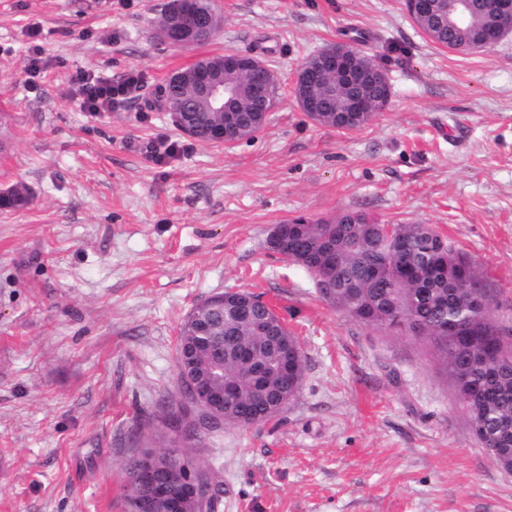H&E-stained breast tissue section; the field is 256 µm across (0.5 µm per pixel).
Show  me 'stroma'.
Returning <instances> with one entry per match:
<instances>
[{"label": "stroma", "mask_w": 512, "mask_h": 512, "mask_svg": "<svg viewBox=\"0 0 512 512\" xmlns=\"http://www.w3.org/2000/svg\"><path fill=\"white\" fill-rule=\"evenodd\" d=\"M167 0H0V512H126L124 466L177 403L180 324L205 298L271 303L306 357L271 422L202 431L192 456L218 512H512V472L474 437L431 346L323 301L268 250L297 216L360 210L435 227L479 266L512 327V34L473 52L432 43L403 0H213L212 41H157ZM357 38L391 98L364 128L310 120L307 55ZM40 45L42 72L30 71ZM232 50L266 62L280 99L231 148L180 139L150 102L165 79ZM142 72L93 115L71 74Z\"/></svg>", "instance_id": "obj_1"}]
</instances>
